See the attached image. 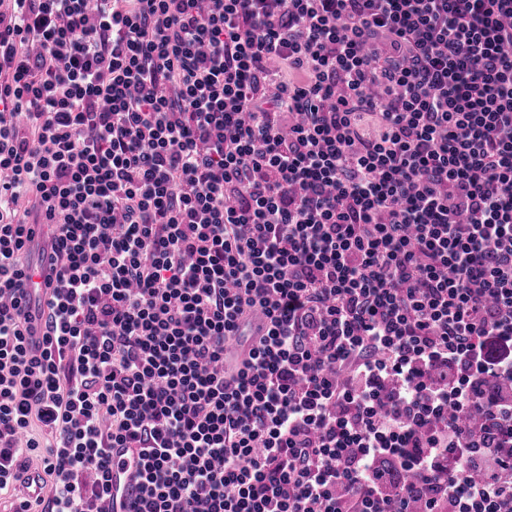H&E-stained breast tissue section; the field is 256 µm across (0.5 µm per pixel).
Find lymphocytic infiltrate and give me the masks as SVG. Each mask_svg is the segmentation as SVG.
<instances>
[{
	"instance_id": "f902f5d3",
	"label": "lymphocytic infiltrate",
	"mask_w": 512,
	"mask_h": 512,
	"mask_svg": "<svg viewBox=\"0 0 512 512\" xmlns=\"http://www.w3.org/2000/svg\"><path fill=\"white\" fill-rule=\"evenodd\" d=\"M489 376L512 0H6L0 495L109 512L127 448L132 512H512ZM138 468L136 456L122 448L112 451V512H127L137 494L134 475Z\"/></svg>"
}]
</instances>
